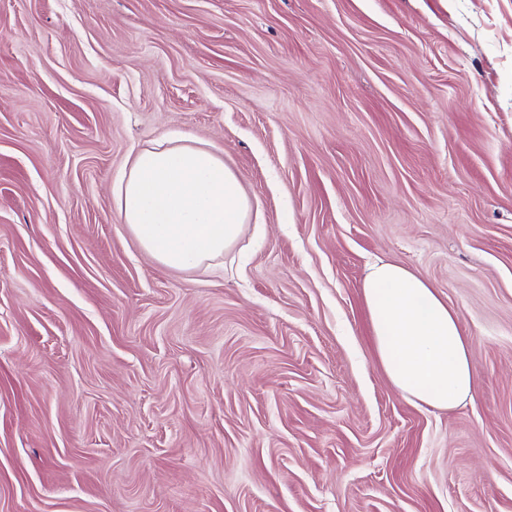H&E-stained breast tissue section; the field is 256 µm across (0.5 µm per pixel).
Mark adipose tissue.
I'll return each instance as SVG.
<instances>
[{
	"mask_svg": "<svg viewBox=\"0 0 512 512\" xmlns=\"http://www.w3.org/2000/svg\"><path fill=\"white\" fill-rule=\"evenodd\" d=\"M116 210L139 248L177 271L207 269L241 238L252 202L223 156L185 134L139 150L113 186ZM378 358L410 402L450 410L472 397L477 375L458 315L422 278L394 263L362 281Z\"/></svg>",
	"mask_w": 512,
	"mask_h": 512,
	"instance_id": "ef3b65f1",
	"label": "adipose tissue"
}]
</instances>
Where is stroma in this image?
<instances>
[{
	"mask_svg": "<svg viewBox=\"0 0 512 512\" xmlns=\"http://www.w3.org/2000/svg\"><path fill=\"white\" fill-rule=\"evenodd\" d=\"M170 133L255 204L205 271L112 200ZM381 260L458 408L387 379ZM0 512H512V0H0ZM378 358L391 384L415 405L451 410L471 398L477 375L458 315L422 278L394 263L362 281Z\"/></svg>",
	"mask_w": 512,
	"mask_h": 512,
	"instance_id": "1",
	"label": "stroma"
}]
</instances>
